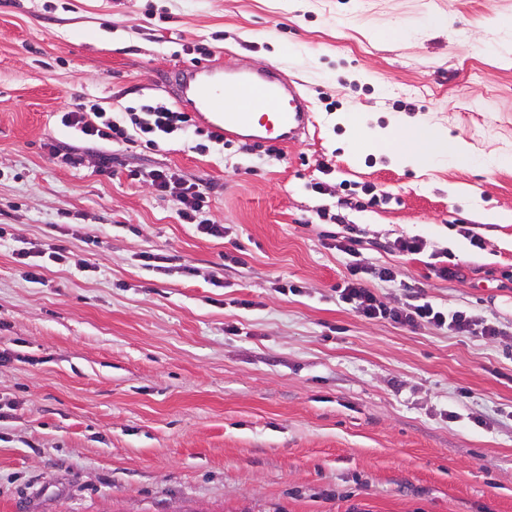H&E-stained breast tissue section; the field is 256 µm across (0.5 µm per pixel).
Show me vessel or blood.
<instances>
[{
    "label": "vessel or blood",
    "mask_w": 512,
    "mask_h": 512,
    "mask_svg": "<svg viewBox=\"0 0 512 512\" xmlns=\"http://www.w3.org/2000/svg\"><path fill=\"white\" fill-rule=\"evenodd\" d=\"M179 86L182 96L225 135L255 130L293 141L308 131L306 102L278 69L257 76L239 72L228 79L209 66L196 65L180 70Z\"/></svg>",
    "instance_id": "vessel-or-blood-1"
}]
</instances>
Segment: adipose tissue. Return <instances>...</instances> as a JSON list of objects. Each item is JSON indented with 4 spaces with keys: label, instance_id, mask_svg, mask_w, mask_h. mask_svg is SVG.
Returning a JSON list of instances; mask_svg holds the SVG:
<instances>
[{
    "label": "adipose tissue",
    "instance_id": "1",
    "mask_svg": "<svg viewBox=\"0 0 512 512\" xmlns=\"http://www.w3.org/2000/svg\"><path fill=\"white\" fill-rule=\"evenodd\" d=\"M346 125L350 139L366 148L383 147L385 156L400 167L420 169L439 160L468 161L472 155L466 144L449 139L445 130H432L423 126L407 128L397 147H389L392 129L372 128L364 114L349 116Z\"/></svg>",
    "mask_w": 512,
    "mask_h": 512
}]
</instances>
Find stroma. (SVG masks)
<instances>
[{
    "label": "stroma",
    "instance_id": "1",
    "mask_svg": "<svg viewBox=\"0 0 512 512\" xmlns=\"http://www.w3.org/2000/svg\"><path fill=\"white\" fill-rule=\"evenodd\" d=\"M197 47L220 71H283L307 134L128 143L98 175L62 113L191 110L174 76ZM353 112L447 130L475 159L392 165L349 145ZM494 155L512 156V0H0V512H512V224L486 221L512 212V168ZM146 168L176 181L130 179ZM199 179L223 238L179 220ZM57 244L68 263L28 281L17 250ZM372 265L395 275L363 278L387 305L418 295L500 337L360 317L338 290ZM131 179L140 180L144 183L154 187L157 191L165 192L172 181L175 179V174L171 173L168 169L154 168L145 169L141 171L131 172L129 175Z\"/></svg>",
    "mask_w": 512,
    "mask_h": 512
}]
</instances>
